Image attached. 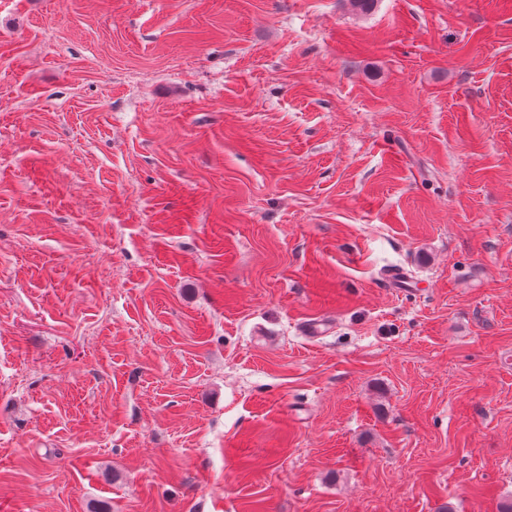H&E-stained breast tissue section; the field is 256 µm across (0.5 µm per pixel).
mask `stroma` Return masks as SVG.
<instances>
[{"label":"stroma","instance_id":"1","mask_svg":"<svg viewBox=\"0 0 512 512\" xmlns=\"http://www.w3.org/2000/svg\"><path fill=\"white\" fill-rule=\"evenodd\" d=\"M509 502L512 0H0V512Z\"/></svg>","mask_w":512,"mask_h":512}]
</instances>
